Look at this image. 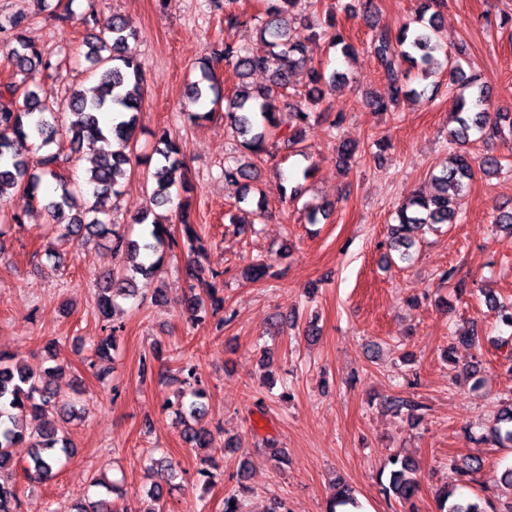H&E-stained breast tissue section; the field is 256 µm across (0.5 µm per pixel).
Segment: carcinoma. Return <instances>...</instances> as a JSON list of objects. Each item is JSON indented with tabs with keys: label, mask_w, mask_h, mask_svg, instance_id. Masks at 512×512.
<instances>
[{
	"label": "carcinoma",
	"mask_w": 512,
	"mask_h": 512,
	"mask_svg": "<svg viewBox=\"0 0 512 512\" xmlns=\"http://www.w3.org/2000/svg\"><path fill=\"white\" fill-rule=\"evenodd\" d=\"M264 12L250 16L236 10L237 0H224V29L232 31L241 24L255 27L261 50L246 48L227 37L210 49V58L200 62V75L187 85V98L201 109L189 113L193 121L205 120L214 112L213 106L225 101L226 126L243 138L242 146L259 155L265 150L269 130L277 127L276 100L293 98L289 112L294 124L289 126L288 143L296 145L303 140L306 128L315 114L322 111L328 85L345 79L339 72L326 74L321 68L306 67V46L291 34L292 23L301 12L302 0H267ZM443 0H422L415 25L405 26L398 34L386 28L371 27L368 49L380 67L386 93L370 98L368 105L375 112H392L402 101L415 103L430 100L427 89L412 86L416 79L425 80L430 75L446 70L450 84L457 85L468 96H459V110L454 113V126L449 129L450 144L461 147L450 157V163L431 175L436 193L431 197L412 195L396 211L395 223L390 225L389 249L399 253V260L411 259L415 245L414 232L422 227L434 228L442 224L462 221L459 217L458 200L475 171L494 175L502 170L503 158L492 153L475 157L462 150L478 136L485 141L512 136V113H491L484 108L488 100L486 85L475 75L467 74L461 67L452 65L451 55L444 49L441 38V16L432 5ZM331 44L340 48L348 57L353 46L347 42L336 16L329 15ZM81 24L89 30L84 38L87 47L86 60L90 63L95 87L88 92L74 89L63 103L48 102L40 98L28 84L7 81L0 84V199L5 195L18 196V204L12 209L11 221L24 223V217L41 203L52 220L58 225L64 238L75 236L102 237L112 235V252L116 260L112 270L102 275L97 307L105 318L114 314L116 298L137 296L133 275H153L160 272L166 251L184 248L187 261L183 273L189 296L185 308L193 324L205 322L207 314H217L224 308V298L218 296L219 273L204 263L205 245L196 228L190 224L185 211H179L180 237L171 233L169 223L149 220L145 213L134 219L136 224H150L149 235L142 239H129L100 217L102 211L93 204L83 213L66 214L74 191L84 190L101 201L110 194H117V186L126 175L127 167L135 157V132L140 110L145 64L133 52L131 42L137 33L128 27L123 16L112 15L102 21L94 4L81 17ZM0 43L7 51L14 71L33 77L53 68L50 55L32 42L24 33L20 22L10 26L0 23ZM221 60L236 71L242 80L255 72L269 74V84L250 88L243 86L232 96L224 97L216 83L209 59ZM212 108L205 109V106ZM113 112L112 126L101 125L100 114ZM68 139L71 149H77L84 140L100 144L92 166L83 182H71L61 174L66 158L62 154L63 139ZM37 145L41 155L30 161L26 142ZM155 153L159 156L151 174L154 180L152 203L165 207L173 202V192L187 186L182 151L164 130L158 137ZM56 182L55 195L41 197L40 187L45 182ZM270 264L257 258L241 271L242 278L258 281L266 276ZM442 279L455 282L461 294L480 292L485 302L498 310L501 321L512 327V304L506 305L478 282L456 279V270L442 273ZM117 349V336L100 338L92 348L93 359L112 357ZM55 368L44 372L30 370L5 353H0V470L14 466L13 448L29 442L30 452L23 471L30 480H37L43 473L58 467L64 458L73 454L74 443L66 424L79 418L78 401L59 403L58 392L50 386L49 377ZM182 375L176 399L165 403V408H175L176 415L184 419V441L192 448H215L216 435L196 425L202 412L204 392L199 387L195 368L190 364L179 367ZM497 444L512 447V402L501 409L492 430ZM391 469L388 484L382 486L385 495H393L406 512H414L418 491L417 468L409 458L388 461ZM482 468L478 459L463 460L454 466L457 483L447 486L437 495V512H498L489 498L466 497L458 493L461 483L475 481ZM150 469L157 481L146 492L150 504L145 508L127 509L125 512H164L161 482L174 477L173 465L167 457L150 459ZM210 459H200L196 470L197 480L204 486L215 484ZM354 503L352 491L344 487L330 499L326 512ZM0 512H22V502L12 485L0 483ZM76 512H114L105 496L87 498L77 505Z\"/></svg>",
	"instance_id": "carcinoma-1"
}]
</instances>
